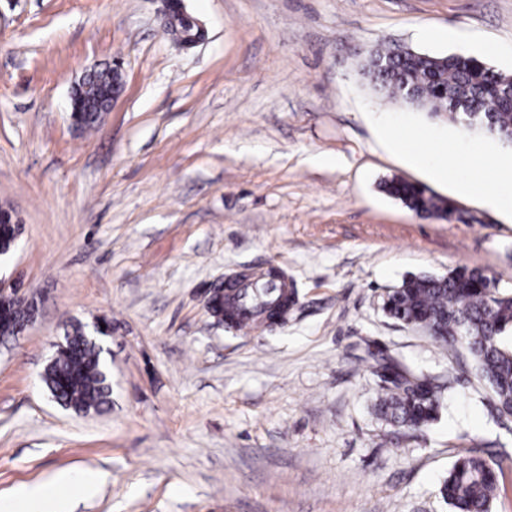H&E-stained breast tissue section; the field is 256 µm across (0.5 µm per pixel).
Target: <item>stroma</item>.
Instances as JSON below:
<instances>
[{
	"label": "stroma",
	"mask_w": 512,
	"mask_h": 512,
	"mask_svg": "<svg viewBox=\"0 0 512 512\" xmlns=\"http://www.w3.org/2000/svg\"><path fill=\"white\" fill-rule=\"evenodd\" d=\"M206 29L178 47L163 0H0V203L19 247L0 277L38 302L0 341V501L60 471L103 474L56 512H448L457 454L512 448L463 350L381 309L411 275L468 267L512 291V217L394 151L388 131L512 149L378 98L359 72L384 43L512 74V0H185ZM444 30L445 40L422 38ZM119 58L124 89L89 128L70 93ZM449 199L423 218L379 188ZM283 271L285 325L234 331L205 302ZM100 336L112 405L76 415L39 374L71 322ZM450 383L437 421L403 434L372 412L376 359Z\"/></svg>",
	"instance_id": "stroma-1"
}]
</instances>
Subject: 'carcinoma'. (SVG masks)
Here are the masks:
<instances>
[{
    "instance_id": "1",
    "label": "carcinoma",
    "mask_w": 512,
    "mask_h": 512,
    "mask_svg": "<svg viewBox=\"0 0 512 512\" xmlns=\"http://www.w3.org/2000/svg\"><path fill=\"white\" fill-rule=\"evenodd\" d=\"M374 91L433 117L440 113L469 130H479L512 148V102L501 92L512 87V75L494 70L474 57L428 55L379 46L368 52L362 67ZM382 190L424 218L446 219L452 203L427 188L393 176ZM22 224L17 215L0 217V256L12 253ZM297 302V289L273 308L269 324L285 320ZM385 313L406 325L423 327L441 345L467 350L476 377L488 389L498 412L512 416V294L499 292L496 280L479 270L457 268L446 275H412L383 297ZM30 303L0 305V336L17 335L29 318ZM103 347L77 322L65 331L64 347L42 373V382L56 402L76 414L101 412L112 393ZM382 393L376 413L393 427L417 431L437 420L445 386L398 362L375 360ZM512 464V452L485 458L459 456L448 470L440 494L452 512H493L499 497L498 474Z\"/></svg>"
}]
</instances>
